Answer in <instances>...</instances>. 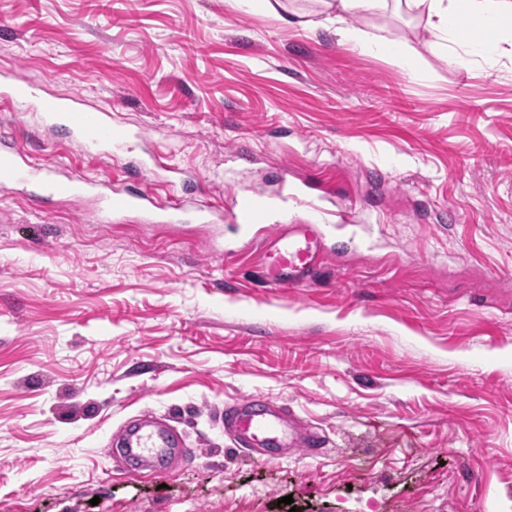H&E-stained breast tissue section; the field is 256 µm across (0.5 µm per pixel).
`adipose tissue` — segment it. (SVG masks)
<instances>
[{
  "instance_id": "obj_1",
  "label": "adipose tissue",
  "mask_w": 512,
  "mask_h": 512,
  "mask_svg": "<svg viewBox=\"0 0 512 512\" xmlns=\"http://www.w3.org/2000/svg\"><path fill=\"white\" fill-rule=\"evenodd\" d=\"M323 4L333 15L339 44L368 55L387 56L408 72L418 55L415 48L346 26L345 14H380L393 4L410 12L425 9L432 35L430 50L446 55L454 64L483 62L492 66L504 56L506 46H512V0H323Z\"/></svg>"
}]
</instances>
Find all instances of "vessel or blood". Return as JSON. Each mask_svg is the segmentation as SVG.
<instances>
[{"label": "vessel or blood", "instance_id": "1", "mask_svg": "<svg viewBox=\"0 0 512 512\" xmlns=\"http://www.w3.org/2000/svg\"><path fill=\"white\" fill-rule=\"evenodd\" d=\"M38 107L42 122L53 129L68 131L71 141L91 158L118 157L139 153L142 133L116 126L108 112L85 107L81 95L65 99L46 95L40 85L0 80V110L19 112ZM141 174H154L158 184L168 191L167 199L148 189L127 187L119 179L75 178L30 160L15 136L0 132V184L4 186L39 182L44 193L52 198L77 199L94 193L99 202L96 218L109 224L140 214L165 215L176 218L187 203L180 193V171L173 164L162 162L153 154L150 162L140 164ZM196 210L204 222L231 219L241 235L263 234L264 276L270 288L293 289L309 285L325 258L334 253L335 236L344 221L340 212L325 209L312 194L283 185L275 203L244 196L231 210L196 201ZM297 208L309 213V220L268 232L275 212ZM224 433L237 447L262 449L268 460H276L282 449L299 448L306 455H316L323 447L320 432L300 426L285 407L251 394L225 410L221 419ZM121 446L125 458L137 461L140 470L162 471L185 452L181 432L166 420L144 416L137 423L126 425Z\"/></svg>", "mask_w": 512, "mask_h": 512}]
</instances>
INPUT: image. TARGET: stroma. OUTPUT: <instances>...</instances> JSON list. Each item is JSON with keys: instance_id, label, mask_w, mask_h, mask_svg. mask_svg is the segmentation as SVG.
Instances as JSON below:
<instances>
[{"instance_id": "35a3bbf8", "label": "stroma", "mask_w": 512, "mask_h": 512, "mask_svg": "<svg viewBox=\"0 0 512 512\" xmlns=\"http://www.w3.org/2000/svg\"><path fill=\"white\" fill-rule=\"evenodd\" d=\"M296 5L315 29L230 0H0V71L143 129L189 197L286 178L349 222L279 292L232 224H101L93 198L0 186V512H512V69L448 64L414 12L346 15L414 46L407 73ZM38 122L0 112L34 162L145 187ZM255 392L324 452L233 447L220 414ZM145 414L187 451L131 477L113 442Z\"/></svg>"}]
</instances>
